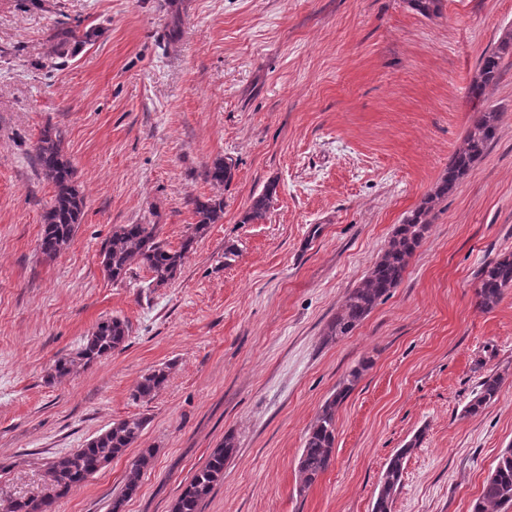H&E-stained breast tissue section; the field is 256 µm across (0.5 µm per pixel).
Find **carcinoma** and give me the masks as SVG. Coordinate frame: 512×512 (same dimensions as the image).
<instances>
[{"label":"carcinoma","mask_w":512,"mask_h":512,"mask_svg":"<svg viewBox=\"0 0 512 512\" xmlns=\"http://www.w3.org/2000/svg\"><path fill=\"white\" fill-rule=\"evenodd\" d=\"M508 52H512L511 33L501 40L497 49L481 56L477 75L470 86L473 97H482L486 89L501 78L503 55ZM501 118L502 112L495 108H486L477 113L448 165L447 174L422 206L394 226L387 248L375 261L364 281L345 298L341 311L328 327V337L338 339L351 333L399 285L410 258L430 230L434 200L447 197L487 152ZM33 152L36 165L54 189L52 201L41 216L39 242L42 254L54 258L67 249L73 240L84 213L85 198L75 185L74 170L64 154L60 131L50 128L43 130L34 144ZM233 169L231 158H218L208 169L207 177L214 184L222 186L231 181ZM272 200L273 186L270 185L253 198L243 223L258 224L263 221ZM194 213L198 220L177 250L170 248L160 238L156 224L116 226L100 252L105 275L114 283L123 282L135 268L142 267L152 274L151 282L157 287L174 280L197 241L206 235L210 225L224 217V198L197 199L194 201ZM478 280L477 305L483 311H490L502 300L505 290L512 288V254H503L485 263L478 273ZM127 336L128 327L120 318L112 317L99 322L86 337L80 351L73 356L57 358L48 379L66 377L81 367L109 358L123 348ZM371 365L372 361L365 359L349 372L336 393L322 405L315 422L308 429L296 466L299 490L308 489L330 467L334 454L336 410ZM168 375L166 367L150 371L137 384L133 398L137 400L152 396L165 384ZM501 383L498 375L484 377L465 407V413L472 416L482 412L495 400ZM144 424L142 419L115 422L83 447L53 458L47 463L50 492L40 498L15 500L11 502L8 512H53L58 498L87 481L112 459L137 443ZM422 439L423 433L415 434L389 458L379 479L372 512H392L394 497L402 481L404 462L419 447ZM235 453L234 439L225 437L224 445L212 452L205 466L186 484L175 500L172 512H202V503L215 484L224 478V466ZM151 458L152 450L146 448L134 460L124 489L112 499L110 512H124L126 501L136 492L141 471ZM510 505L512 448L499 457L487 476L472 512H500Z\"/></svg>","instance_id":"obj_1"}]
</instances>
